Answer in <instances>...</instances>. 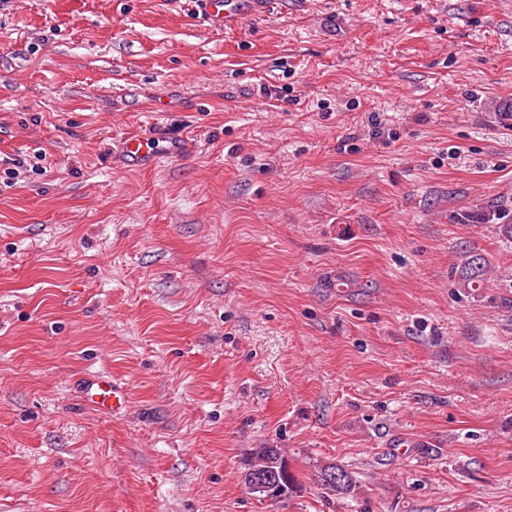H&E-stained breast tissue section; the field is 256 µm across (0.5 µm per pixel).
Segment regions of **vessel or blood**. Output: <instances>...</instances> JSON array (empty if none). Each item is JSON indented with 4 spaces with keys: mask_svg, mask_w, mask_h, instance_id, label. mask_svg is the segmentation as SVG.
Here are the masks:
<instances>
[{
    "mask_svg": "<svg viewBox=\"0 0 512 512\" xmlns=\"http://www.w3.org/2000/svg\"><path fill=\"white\" fill-rule=\"evenodd\" d=\"M268 0H200L206 18L217 26H237L248 18L264 13ZM166 104L156 106L158 117L149 128L127 134L117 143L121 164L129 171L153 169L161 163L183 157L186 142L182 136L164 132L159 116L166 112ZM80 393L85 402L97 411H117L125 402L127 391L123 385L106 374L85 378Z\"/></svg>",
    "mask_w": 512,
    "mask_h": 512,
    "instance_id": "vessel-or-blood-1",
    "label": "vessel or blood"
}]
</instances>
